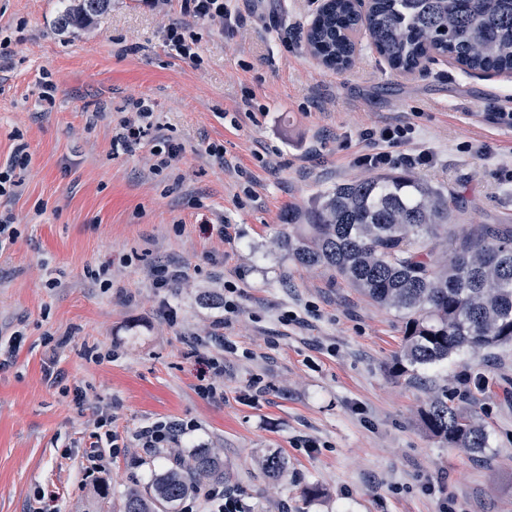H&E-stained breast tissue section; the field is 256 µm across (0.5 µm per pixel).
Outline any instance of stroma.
Returning a JSON list of instances; mask_svg holds the SVG:
<instances>
[{"label": "stroma", "instance_id": "1", "mask_svg": "<svg viewBox=\"0 0 512 512\" xmlns=\"http://www.w3.org/2000/svg\"><path fill=\"white\" fill-rule=\"evenodd\" d=\"M68 0H0V166L22 135L31 162L21 194L0 198L20 235L0 252V340L22 334L0 364V512H112L165 456L103 461L98 503L86 452L95 407L116 406L118 431L159 418L196 420V441L224 451L231 484L251 512H512V344L394 376L402 323L341 277L303 267L276 244L288 209L361 178L362 129L405 120L435 157L415 178L442 184L459 224H512V120L499 112L512 76L463 74L441 58L405 73L359 35L350 68H326L304 35L310 0H237L231 38L182 15L178 0H111L85 28H63ZM186 25L201 65L172 53L164 32ZM291 31L288 42L280 34ZM58 91L45 109L46 83ZM255 108L240 107L245 92ZM152 105L179 143L155 173L152 140L112 149L133 101ZM221 147L223 159L210 157ZM237 230L221 240L220 225ZM158 261L181 269L168 323L149 283ZM114 270L100 287L89 273ZM240 288L224 398H201L187 335L217 309L203 289ZM296 323L282 321L285 312ZM120 344L117 360L104 351ZM470 376L463 384L462 376ZM261 393H254V382ZM83 400L74 397L75 388ZM471 412L488 446L468 454L430 436L420 411L438 394ZM302 439L316 441L311 450ZM270 451L288 476H260ZM432 480L441 495L422 490ZM315 496H306L307 488Z\"/></svg>", "mask_w": 512, "mask_h": 512}]
</instances>
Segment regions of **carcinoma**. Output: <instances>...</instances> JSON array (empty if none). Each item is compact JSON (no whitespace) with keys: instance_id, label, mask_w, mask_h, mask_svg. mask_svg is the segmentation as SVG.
Wrapping results in <instances>:
<instances>
[{"instance_id":"cac0c4a2","label":"carcinoma","mask_w":512,"mask_h":512,"mask_svg":"<svg viewBox=\"0 0 512 512\" xmlns=\"http://www.w3.org/2000/svg\"><path fill=\"white\" fill-rule=\"evenodd\" d=\"M109 5L73 0L60 25L87 26ZM361 28L398 70L419 68L433 50L473 72H512V0H371L363 13L354 0H326L306 31V46L326 66L344 68ZM450 223L442 189L390 170L338 184L308 209L291 211L278 244L297 264L333 272L400 314L403 341L391 372L402 376L463 349L512 343V225L463 229L446 259L439 239ZM421 421L452 447L473 453L487 447L485 431L446 393L421 411ZM171 456L146 486L125 491L118 512H177L197 483L230 482L217 448ZM259 468L282 479L288 460L268 453Z\"/></svg>"}]
</instances>
